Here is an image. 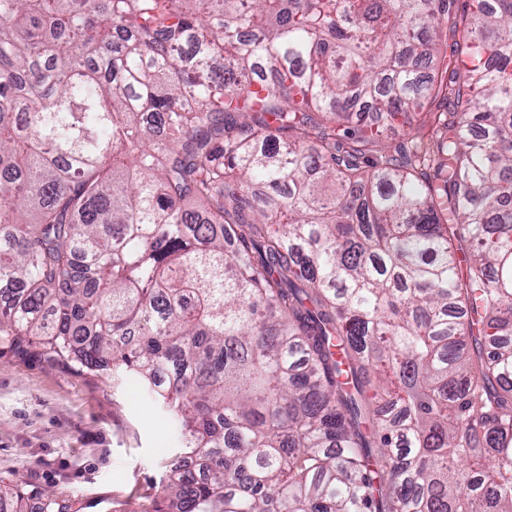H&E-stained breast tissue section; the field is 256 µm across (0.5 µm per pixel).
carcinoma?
<instances>
[{
    "label": "carcinoma",
    "mask_w": 512,
    "mask_h": 512,
    "mask_svg": "<svg viewBox=\"0 0 512 512\" xmlns=\"http://www.w3.org/2000/svg\"><path fill=\"white\" fill-rule=\"evenodd\" d=\"M454 4L0 0V340L178 424L145 512H512V0L448 63Z\"/></svg>",
    "instance_id": "carcinoma-1"
}]
</instances>
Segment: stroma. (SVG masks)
Wrapping results in <instances>:
<instances>
[{"mask_svg": "<svg viewBox=\"0 0 512 512\" xmlns=\"http://www.w3.org/2000/svg\"><path fill=\"white\" fill-rule=\"evenodd\" d=\"M173 422L138 380L75 375L0 344V481L68 500L72 512H143Z\"/></svg>", "mask_w": 512, "mask_h": 512, "instance_id": "35a3bbf8", "label": "stroma"}]
</instances>
